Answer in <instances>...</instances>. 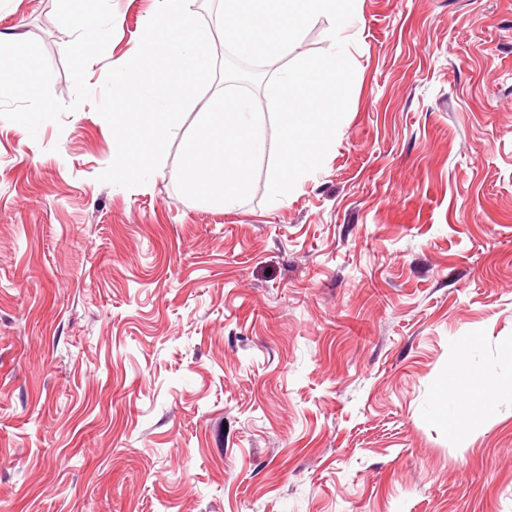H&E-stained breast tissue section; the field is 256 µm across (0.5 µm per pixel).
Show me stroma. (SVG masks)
Masks as SVG:
<instances>
[{
	"mask_svg": "<svg viewBox=\"0 0 512 512\" xmlns=\"http://www.w3.org/2000/svg\"><path fill=\"white\" fill-rule=\"evenodd\" d=\"M55 7L0 0V34L67 102ZM112 7L95 90L156 2ZM342 36L336 145L282 205L267 118L248 200L178 191L219 79L132 189L93 103L0 120V512H512V395L460 380L512 373V0H358Z\"/></svg>",
	"mask_w": 512,
	"mask_h": 512,
	"instance_id": "35a3bbf8",
	"label": "stroma"
}]
</instances>
